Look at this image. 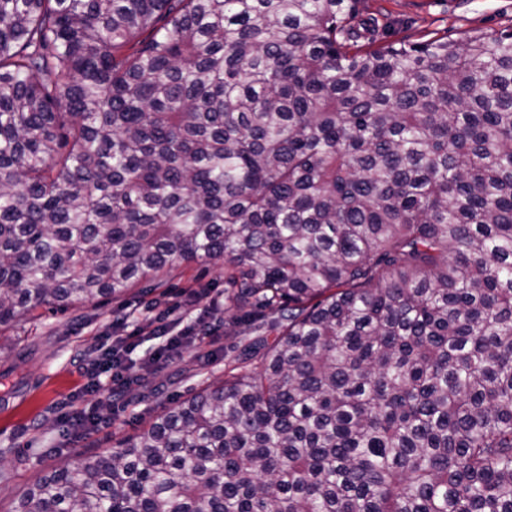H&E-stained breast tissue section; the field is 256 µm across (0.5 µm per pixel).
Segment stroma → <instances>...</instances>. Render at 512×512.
Segmentation results:
<instances>
[{
    "mask_svg": "<svg viewBox=\"0 0 512 512\" xmlns=\"http://www.w3.org/2000/svg\"><path fill=\"white\" fill-rule=\"evenodd\" d=\"M360 9L392 40L456 39L512 28V0H362ZM186 288L202 292L193 314L202 325L216 328L215 344L146 371L133 364L131 374H145L147 382L124 390L121 405L84 395L87 378L79 356L90 346L108 344L110 324L128 311ZM223 296V263L182 265L140 282L121 298L57 313L41 309L22 325L0 329V512H10L19 493L43 474L75 464L86 453H111L152 420L160 402L189 397L207 382L222 379L228 326L223 307L210 302ZM79 394L107 425L77 442L61 417Z\"/></svg>",
    "mask_w": 512,
    "mask_h": 512,
    "instance_id": "obj_1",
    "label": "stroma"
}]
</instances>
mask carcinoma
<instances>
[{
    "mask_svg": "<svg viewBox=\"0 0 512 512\" xmlns=\"http://www.w3.org/2000/svg\"><path fill=\"white\" fill-rule=\"evenodd\" d=\"M360 0H0V326L224 262V379L11 512H512V30ZM364 18L375 19L385 40L491 33L512 28V0H362Z\"/></svg>",
    "mask_w": 512,
    "mask_h": 512,
    "instance_id": "1",
    "label": "carcinoma"
}]
</instances>
